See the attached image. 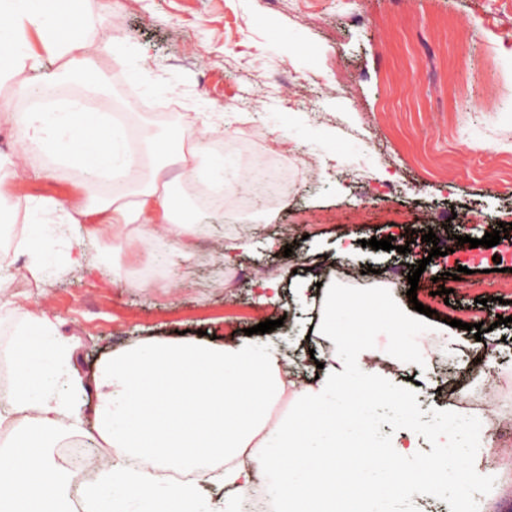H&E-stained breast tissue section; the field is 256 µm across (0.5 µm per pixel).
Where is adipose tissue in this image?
Masks as SVG:
<instances>
[{"mask_svg": "<svg viewBox=\"0 0 512 512\" xmlns=\"http://www.w3.org/2000/svg\"><path fill=\"white\" fill-rule=\"evenodd\" d=\"M73 17L69 0H0V81L23 67L15 50L22 28L46 39L57 23ZM104 50V44L73 36L58 47L62 70L46 75L45 83L78 76L87 90L102 93L106 80L95 62ZM16 121L26 140L15 173L26 172L30 154L56 130L69 136L64 162L98 174L122 168L133 188L123 204L90 195L36 201L34 211L44 222L60 231L87 224L95 234L105 224L132 245L160 232L173 257H192L197 225L191 210L159 172L143 174L144 157L156 153L152 133L143 137V152L132 153L117 116L80 103L21 112ZM368 324L398 337L391 364L429 370L425 350L405 342L416 329L412 317L396 315L378 290L348 295L328 289L323 332L339 341L340 350L298 390L293 411L273 428L267 425L270 410L288 389V357L274 347L262 349L247 338L227 345L182 337L148 338L113 351L94 379V429L110 448L111 462L85 488L93 512H126L130 498L138 500L139 512H238L256 467L272 471L279 512H416L435 468L470 472L479 460L458 451L460 433L452 424L430 431L418 421L408 395L361 341ZM16 344L31 353L19 360L7 392L14 427L0 444V512H66L64 491L79 475L60 468L52 450L82 423L61 395L76 383L69 349L44 311L29 315ZM376 399L395 408L397 436L380 435L372 412ZM424 435L436 463L418 453ZM245 454L252 466L238 464ZM216 459L224 468L212 480L232 488L234 498L203 500L190 482L156 493L153 467L190 470Z\"/></svg>", "mask_w": 512, "mask_h": 512, "instance_id": "adipose-tissue-1", "label": "adipose tissue"}]
</instances>
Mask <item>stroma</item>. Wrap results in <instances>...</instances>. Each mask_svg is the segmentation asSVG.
<instances>
[{
  "instance_id": "1",
  "label": "stroma",
  "mask_w": 512,
  "mask_h": 512,
  "mask_svg": "<svg viewBox=\"0 0 512 512\" xmlns=\"http://www.w3.org/2000/svg\"><path fill=\"white\" fill-rule=\"evenodd\" d=\"M91 18L77 33L110 41L103 65L109 83L99 100L124 113L130 129L167 134L176 146L186 124L225 112L223 138H195L208 169L236 168L255 145L296 160L313 155L318 176L295 183L288 196L263 209L195 207L194 255L168 265L157 261L167 242L156 236L128 250L104 232L88 236L83 224L55 236L40 226V252L23 241L36 217L34 201L67 200L90 191L125 197L124 179L103 183L83 169L60 163L50 142L37 157L40 178L10 180L0 202L5 215L0 246L14 258V279L0 294V373L15 366L16 332L27 316L47 311L57 336L71 349L75 376L90 379L104 356L151 337L176 332L234 340L244 329L286 318L275 337L286 340L296 384L338 347L318 334L324 290L355 293L365 283L357 270H398L388 301L403 311L414 302L439 319L485 323L481 335L463 331L467 348L457 372L445 376L444 339L422 336L434 368L430 385H416L415 411L426 425L441 421L457 385L469 390L485 380L478 358L492 354L500 372L498 417L512 415V273L494 269L495 248L451 246L456 236L483 238L484 227L512 223V7L503 0H80ZM23 71L0 84V155L14 154L22 133L14 121L25 106L19 93L38 84L62 61L29 35ZM498 67L484 68L486 57ZM344 69L350 88L337 86ZM328 88L306 101L309 83ZM493 93L496 112L476 103ZM171 99L176 117L147 112L142 101ZM37 224V223H36ZM433 229L443 256L427 248L405 254L368 247L371 238L403 240L407 230ZM85 241V261L68 262L70 239ZM250 240L251 253L227 260L229 247ZM428 265L409 301L407 276L419 260ZM39 265L38 275L28 268ZM275 278L280 297L259 301L257 279ZM313 288L295 294L296 279ZM448 288L449 297L439 296ZM508 324H497V316ZM481 452L478 477L493 483L512 467V445L470 437Z\"/></svg>"
}]
</instances>
